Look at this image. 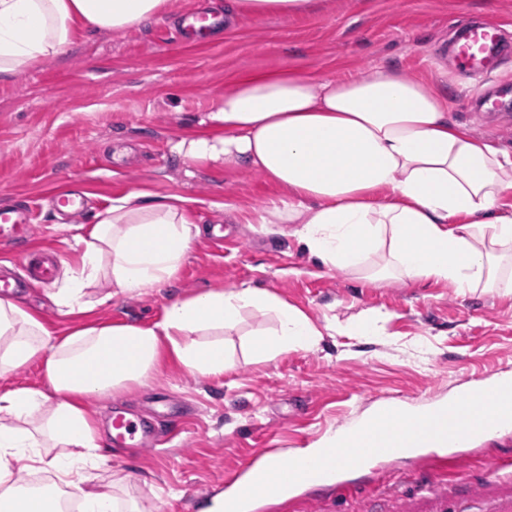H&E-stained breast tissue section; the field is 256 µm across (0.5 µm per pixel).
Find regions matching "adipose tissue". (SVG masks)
Masks as SVG:
<instances>
[{
    "instance_id": "adipose-tissue-1",
    "label": "adipose tissue",
    "mask_w": 512,
    "mask_h": 512,
    "mask_svg": "<svg viewBox=\"0 0 512 512\" xmlns=\"http://www.w3.org/2000/svg\"><path fill=\"white\" fill-rule=\"evenodd\" d=\"M312 0H234L251 17H293ZM171 0H0V81L63 54L83 31H124L168 14ZM448 91L389 64L332 78L287 68L237 78L215 105L224 135L180 142L179 153L254 170L285 187L260 221L295 225L327 269L377 281H434L464 294L512 293V154L450 116ZM199 228L185 200L133 192L89 231L80 267L50 299L65 314L92 311L90 288L140 294L173 282ZM274 320L249 358L266 362L316 346L303 312L257 288L207 290L173 301L154 324L87 323L55 337L35 310L0 298V378L37 361L49 392L0 391V503L5 512H52L79 499L83 512H143L123 498V477L96 484L104 461L90 401L143 384L163 358L218 377L235 366L225 330L245 310ZM52 476L24 487L20 468Z\"/></svg>"
}]
</instances>
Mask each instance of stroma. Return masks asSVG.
<instances>
[{"label": "stroma", "mask_w": 512, "mask_h": 512, "mask_svg": "<svg viewBox=\"0 0 512 512\" xmlns=\"http://www.w3.org/2000/svg\"><path fill=\"white\" fill-rule=\"evenodd\" d=\"M492 20L504 51L482 84L457 76L461 30ZM164 17L128 30L87 32L62 56L0 83V204L27 199L38 208L35 240L61 256L55 279L21 297L54 335L99 322L158 321L169 303L210 288L251 287L277 294L316 324L348 323L366 310L385 314L383 336L366 340L325 332L309 349H291L267 362L244 355L253 334L271 320L245 312L225 331L236 365L224 377L190 372L170 360L144 384L91 405L101 429L122 405L157 417L165 390L177 427L161 422V444L140 451L109 448L98 481L113 473L153 512H199L223 491L224 475L247 455L312 446L354 424L382 403L422 409L449 395L512 375V294L483 289L460 295L445 284L369 281L326 270L299 245L291 224H232L225 206L253 212L285 196L263 175L174 152L183 139L224 131L209 114L234 78L249 71L300 68L317 75L367 76L380 62L407 76L447 87L452 116L512 152V0H321L305 15L233 17L219 38L183 43ZM82 188L84 221L59 224L51 195L62 184ZM141 192L158 200L180 195L201 229L177 279L133 295L92 291L90 315H64L49 294L64 287L89 230L113 202ZM512 455V431L463 450L448 470L470 486L461 512H489L481 488L498 457ZM348 478L380 512L412 495L416 481L403 465L381 463Z\"/></svg>", "instance_id": "35a3bbf8"}]
</instances>
